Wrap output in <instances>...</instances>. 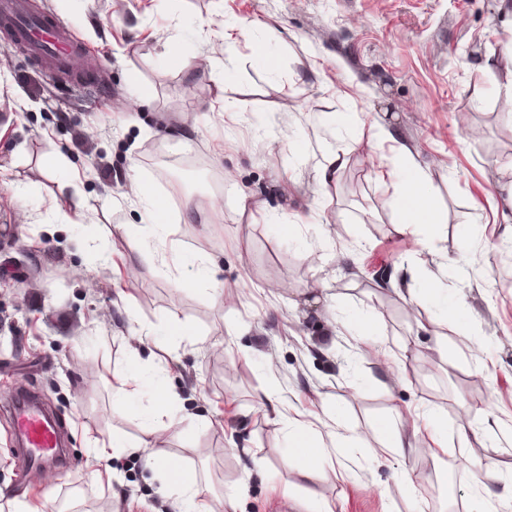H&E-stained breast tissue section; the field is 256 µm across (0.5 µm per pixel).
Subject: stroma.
Returning <instances> with one entry per match:
<instances>
[{
  "label": "stroma",
  "mask_w": 512,
  "mask_h": 512,
  "mask_svg": "<svg viewBox=\"0 0 512 512\" xmlns=\"http://www.w3.org/2000/svg\"><path fill=\"white\" fill-rule=\"evenodd\" d=\"M26 2L68 40L55 62L0 32V512L17 497L178 512L150 459L193 468L215 510L235 495L243 512H473L485 497L512 512L511 489L480 484L488 464L512 475V0ZM382 128L427 168L438 226L395 232ZM146 192L207 277L180 282L170 259L129 274L156 240ZM190 199L222 221L183 223ZM159 381L179 396L174 434L152 430ZM20 389L74 468L26 471ZM429 410L446 455L422 433L416 453L378 452L382 420ZM292 418L356 431L312 500L286 456ZM116 435L138 453L98 456Z\"/></svg>",
  "instance_id": "35a3bbf8"
}]
</instances>
